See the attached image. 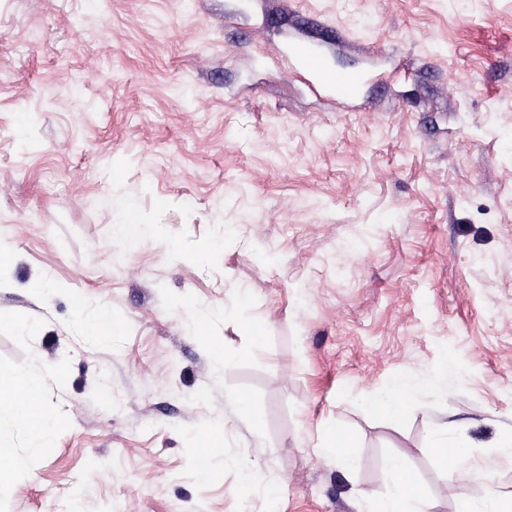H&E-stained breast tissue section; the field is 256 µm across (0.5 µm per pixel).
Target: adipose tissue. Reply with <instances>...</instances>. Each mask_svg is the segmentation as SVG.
<instances>
[{
	"label": "adipose tissue",
	"instance_id": "obj_1",
	"mask_svg": "<svg viewBox=\"0 0 512 512\" xmlns=\"http://www.w3.org/2000/svg\"><path fill=\"white\" fill-rule=\"evenodd\" d=\"M41 387V377L28 374L11 387H0V431L23 427L35 448L50 441L52 430L50 420L39 409ZM386 470L389 482L385 492L367 497L364 512H435V498L409 481L400 458H389Z\"/></svg>",
	"mask_w": 512,
	"mask_h": 512
}]
</instances>
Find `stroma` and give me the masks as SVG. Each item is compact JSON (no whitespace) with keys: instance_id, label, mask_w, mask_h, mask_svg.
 <instances>
[{"instance_id":"1","label":"stroma","mask_w":512,"mask_h":512,"mask_svg":"<svg viewBox=\"0 0 512 512\" xmlns=\"http://www.w3.org/2000/svg\"><path fill=\"white\" fill-rule=\"evenodd\" d=\"M325 26L385 74L345 104L277 56ZM0 247V381L42 376L55 422L6 432L0 512H360L393 456L437 512L511 493L512 0H0ZM399 375L392 420L365 400ZM333 429L356 470L317 455ZM117 205L122 211L120 224H124L126 228L133 227L135 229V238L128 240L130 245L133 244L140 235L152 229L153 225L147 224L133 205L125 202H119ZM451 448H448V439H447V432L444 429L437 428L435 432L433 433V436L430 440V445L428 450L432 452L436 457L442 460V462L446 465V467L449 468H456L464 464H470L472 458H473V452L470 451L469 453H465L463 461H448V450ZM448 463L454 464V466L448 465Z\"/></svg>"}]
</instances>
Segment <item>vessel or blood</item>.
I'll list each match as a JSON object with an SVG mask.
<instances>
[{"mask_svg": "<svg viewBox=\"0 0 512 512\" xmlns=\"http://www.w3.org/2000/svg\"><path fill=\"white\" fill-rule=\"evenodd\" d=\"M289 70L298 73L322 91L331 92L336 99H353L364 76L332 67L315 45L305 42L289 43L284 53Z\"/></svg>", "mask_w": 512, "mask_h": 512, "instance_id": "1", "label": "vessel or blood"}]
</instances>
